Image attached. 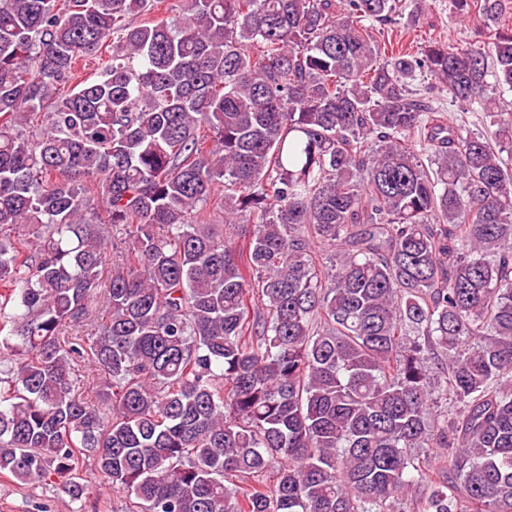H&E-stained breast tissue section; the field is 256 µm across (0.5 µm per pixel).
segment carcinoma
<instances>
[{
    "label": "carcinoma",
    "instance_id": "obj_1",
    "mask_svg": "<svg viewBox=\"0 0 512 512\" xmlns=\"http://www.w3.org/2000/svg\"><path fill=\"white\" fill-rule=\"evenodd\" d=\"M454 3L482 44H381L398 0H0V473L81 502L88 458L133 512H512V26ZM445 115L453 122L462 124V127L466 131H482L487 132L490 136L491 130L494 128H488L482 120V112H460L456 106L448 104V98L445 101Z\"/></svg>",
    "mask_w": 512,
    "mask_h": 512
}]
</instances>
